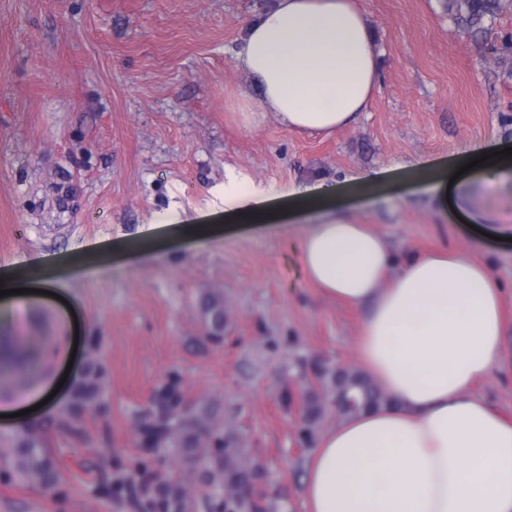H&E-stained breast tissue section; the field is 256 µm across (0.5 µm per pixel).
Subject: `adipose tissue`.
<instances>
[{
  "label": "adipose tissue",
  "mask_w": 512,
  "mask_h": 512,
  "mask_svg": "<svg viewBox=\"0 0 512 512\" xmlns=\"http://www.w3.org/2000/svg\"><path fill=\"white\" fill-rule=\"evenodd\" d=\"M380 51L357 0H274L235 52L252 89L234 119L266 113L292 131L356 125L380 90ZM282 206L321 215L293 243L327 298L365 309L361 371L388 404L326 431L306 463V512H512V421L474 394L499 370L506 325L495 269L468 254L395 249L330 195L300 188Z\"/></svg>",
  "instance_id": "1"
}]
</instances>
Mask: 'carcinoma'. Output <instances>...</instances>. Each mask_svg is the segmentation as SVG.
I'll list each match as a JSON object with an SVG mask.
<instances>
[{"mask_svg":"<svg viewBox=\"0 0 512 512\" xmlns=\"http://www.w3.org/2000/svg\"><path fill=\"white\" fill-rule=\"evenodd\" d=\"M467 7L468 20L476 24L489 9L485 0H455ZM204 331L216 341L224 334V301L218 295L205 294L199 303ZM36 360L26 351L5 352L0 349V377L34 370ZM104 367L97 356V345L91 344L86 370L72 387L67 404L60 410L57 425L69 431L79 430L84 417L99 410L104 402ZM322 382L330 389L333 400L353 399L339 412L345 416L363 407L386 400L383 392L359 371L343 376L326 372ZM139 432L160 448L176 453L186 470L195 476L198 492L190 494L178 475L158 477L151 489L156 512H201L214 492L233 495L234 488L246 481L259 479L260 470L246 457L237 435L219 418L212 405L197 408L188 417L170 423L154 421V415L143 419ZM0 447L9 449L7 458L14 473L26 482L45 486L60 483L64 478L60 462L51 450L49 436L38 430H24L0 438Z\"/></svg>","mask_w":512,"mask_h":512,"instance_id":"obj_1","label":"carcinoma"}]
</instances>
